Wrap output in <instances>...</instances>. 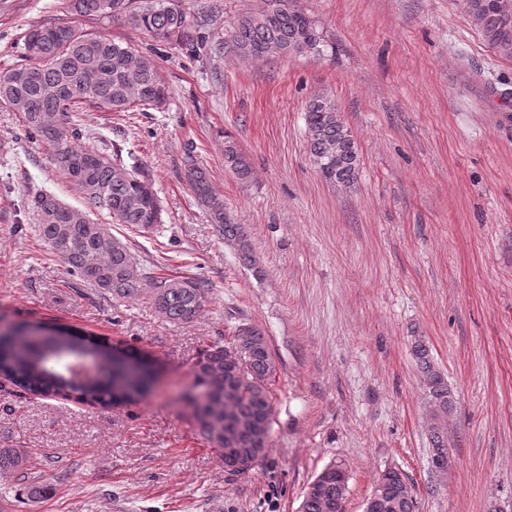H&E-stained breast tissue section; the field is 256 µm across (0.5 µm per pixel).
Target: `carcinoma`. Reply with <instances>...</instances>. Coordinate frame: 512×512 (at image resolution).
<instances>
[{
	"instance_id": "carcinoma-1",
	"label": "carcinoma",
	"mask_w": 512,
	"mask_h": 512,
	"mask_svg": "<svg viewBox=\"0 0 512 512\" xmlns=\"http://www.w3.org/2000/svg\"><path fill=\"white\" fill-rule=\"evenodd\" d=\"M80 15L108 14L121 19L159 42H174L193 50L208 35L211 19H188L181 0H151L136 8L133 0H70ZM473 25L487 44L512 56V0H465ZM38 39L40 55L28 54L29 43ZM226 43L239 57L269 58L288 54L322 52L323 39L296 0H282L246 14L226 31ZM25 63L0 70V98L7 97L10 110L23 119L28 134L52 145L54 164L82 190L85 206L70 207L69 218L57 217L60 200L40 192L31 200L40 239L64 261L77 279L120 299L135 300L144 294L156 312L170 322H187L197 316L211 288L196 278H158L131 253L126 243L106 224L90 218L92 211H105L114 224L149 229L162 223V209L153 184L107 156L75 144L78 128L69 114L83 104L105 112H126L136 105L159 107L166 91L158 78L155 61L107 36L78 33L68 25L46 23L29 28L24 36ZM100 73L106 82L91 91L65 95L68 82H92ZM305 123L309 152L323 178L344 187L353 186L360 170L355 141L336 104L326 97L311 99ZM224 165L240 180L249 181L252 170L232 138L224 140ZM186 177L194 195L208 209L212 223L225 240L239 246L247 259L246 233L224 215V201L213 195L207 168L188 159ZM151 284L150 291L145 285ZM411 350L426 388L425 409L431 420L433 458L448 456V414L454 400L444 374L435 366L428 343L420 336L411 340ZM75 360H89L97 371L83 379L68 376ZM0 371L12 384L34 394L73 395L81 400L109 404L144 395L153 384L151 370L135 372L114 369L112 350L67 333L44 338L37 329L19 324L0 335ZM277 373L276 361L262 331L243 323L228 344L214 342L195 362L194 385L206 387L202 398L189 397L196 429L216 451L225 443L224 393L231 396L232 435L248 451L249 425L258 418L272 432L273 403L270 392ZM0 471L27 479L24 495L39 503L47 488L32 476V462L22 448H0ZM376 481L385 482L382 502L376 512H417L415 487L402 471L390 468ZM348 481H338L321 491L306 489L299 512H342Z\"/></svg>"
}]
</instances>
